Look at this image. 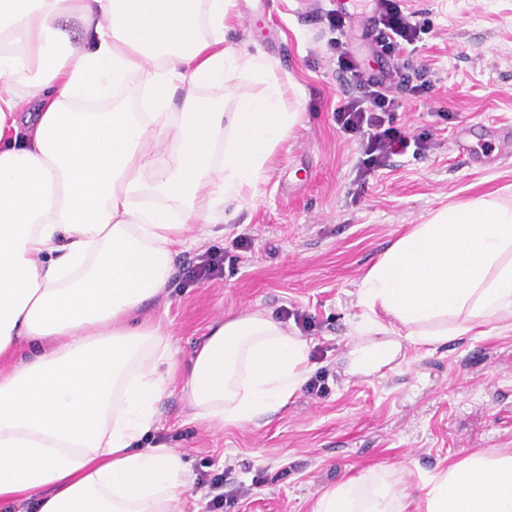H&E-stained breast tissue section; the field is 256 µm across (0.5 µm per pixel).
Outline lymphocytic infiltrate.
<instances>
[{"instance_id": "f902f5d3", "label": "lymphocytic infiltrate", "mask_w": 512, "mask_h": 512, "mask_svg": "<svg viewBox=\"0 0 512 512\" xmlns=\"http://www.w3.org/2000/svg\"><path fill=\"white\" fill-rule=\"evenodd\" d=\"M376 24L378 53L394 62L385 75L359 71L345 43L336 44L339 67L349 74L358 90L357 97L337 109L336 125L357 140L368 172L384 166L391 156L407 148L426 149V136H409L395 126L393 114L402 106V95L419 96L432 87L425 74L410 76L408 63L400 59L406 46L421 33L419 21L405 13L398 0H378Z\"/></svg>"}]
</instances>
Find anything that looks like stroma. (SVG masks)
I'll list each match as a JSON object with an SVG mask.
<instances>
[{"instance_id":"obj_1","label":"stroma","mask_w":512,"mask_h":512,"mask_svg":"<svg viewBox=\"0 0 512 512\" xmlns=\"http://www.w3.org/2000/svg\"><path fill=\"white\" fill-rule=\"evenodd\" d=\"M400 5L424 24L407 59L433 86L404 98L395 124L435 147L391 156L365 175L359 146L337 128L334 112L357 94L338 67L335 42L344 39L365 58L367 28L354 21L337 34L328 0L303 15L296 0H237L226 43L270 61L301 118L276 149L257 199L186 242L164 296L133 320L161 325L185 366L215 319L305 312L309 371L325 373L330 392L317 399L298 390L259 423L216 431L193 419L173 382L143 444L181 456L185 512H207L197 486L204 473L251 487L236 512H310L324 489L371 468L414 490L440 462L512 448V329L405 344L399 365L381 377L347 370L364 313L359 283L385 250L438 209L512 199V153L499 147L512 133V0ZM460 134L472 154L454 149ZM209 250L223 254V276L188 282L183 267Z\"/></svg>"}]
</instances>
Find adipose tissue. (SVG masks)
<instances>
[{
	"mask_svg": "<svg viewBox=\"0 0 512 512\" xmlns=\"http://www.w3.org/2000/svg\"><path fill=\"white\" fill-rule=\"evenodd\" d=\"M236 0H0V505L8 512H183L178 454L141 442L170 377L194 418L245 426L282 407L306 341L261 313L218 319L188 367L131 314L166 289L196 226L226 222L299 119L270 62L224 42ZM265 91L232 111L197 93L227 73ZM144 109L99 110L128 77ZM354 375L476 327L512 325V202L440 209L362 277ZM416 506L383 475L311 512H512V452L465 454Z\"/></svg>",
	"mask_w": 512,
	"mask_h": 512,
	"instance_id": "adipose-tissue-1",
	"label": "adipose tissue"
}]
</instances>
